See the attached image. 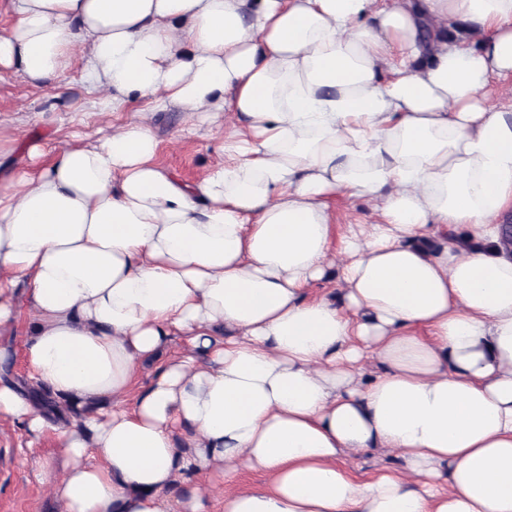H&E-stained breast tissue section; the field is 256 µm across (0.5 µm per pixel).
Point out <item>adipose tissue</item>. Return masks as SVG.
Returning <instances> with one entry per match:
<instances>
[{"label":"adipose tissue","mask_w":512,"mask_h":512,"mask_svg":"<svg viewBox=\"0 0 512 512\" xmlns=\"http://www.w3.org/2000/svg\"><path fill=\"white\" fill-rule=\"evenodd\" d=\"M0 4V72L79 68L71 111L122 119L0 181V331L20 287L34 320L0 420L58 433L61 512H209L170 490L238 469L269 483L224 512H512V0ZM160 112L222 131L196 182ZM339 194L374 223L337 233ZM352 453L404 468L359 482Z\"/></svg>","instance_id":"ef3b65f1"}]
</instances>
